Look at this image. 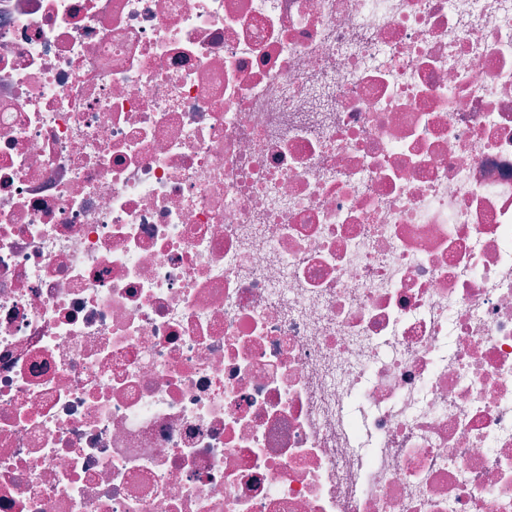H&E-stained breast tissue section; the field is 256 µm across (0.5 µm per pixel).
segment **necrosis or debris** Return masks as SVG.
I'll return each instance as SVG.
<instances>
[{"instance_id": "4bbe7bcc", "label": "necrosis or debris", "mask_w": 512, "mask_h": 512, "mask_svg": "<svg viewBox=\"0 0 512 512\" xmlns=\"http://www.w3.org/2000/svg\"><path fill=\"white\" fill-rule=\"evenodd\" d=\"M0 512H512V0H0Z\"/></svg>"}]
</instances>
